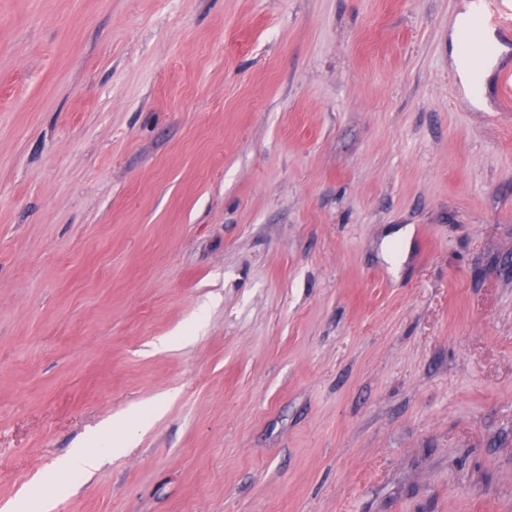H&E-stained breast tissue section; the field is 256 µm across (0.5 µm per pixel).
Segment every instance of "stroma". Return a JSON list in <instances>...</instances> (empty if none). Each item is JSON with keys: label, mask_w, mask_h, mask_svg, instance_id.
Masks as SVG:
<instances>
[{"label": "stroma", "mask_w": 512, "mask_h": 512, "mask_svg": "<svg viewBox=\"0 0 512 512\" xmlns=\"http://www.w3.org/2000/svg\"><path fill=\"white\" fill-rule=\"evenodd\" d=\"M465 3L0 0V504L512 512V104L457 87ZM466 24H476V19L470 10L462 12L457 16L454 24V34L452 43V57L456 65L460 79L464 84H466L469 81L470 74L464 62L466 54L462 49V44L460 43L459 35L462 25ZM81 447L73 448L70 454L62 460L61 471L86 475L95 465L101 463L103 458L101 451Z\"/></svg>", "instance_id": "1"}]
</instances>
